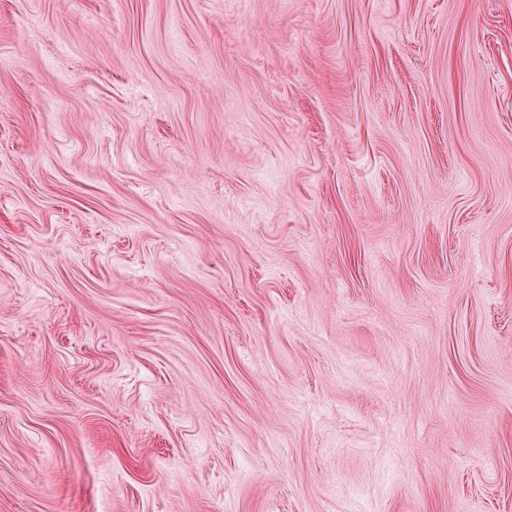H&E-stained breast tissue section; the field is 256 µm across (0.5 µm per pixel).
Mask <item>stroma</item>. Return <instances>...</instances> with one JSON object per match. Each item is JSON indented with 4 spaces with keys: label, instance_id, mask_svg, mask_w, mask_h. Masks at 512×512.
Returning <instances> with one entry per match:
<instances>
[{
    "label": "stroma",
    "instance_id": "obj_1",
    "mask_svg": "<svg viewBox=\"0 0 512 512\" xmlns=\"http://www.w3.org/2000/svg\"><path fill=\"white\" fill-rule=\"evenodd\" d=\"M0 512H512V0H0Z\"/></svg>",
    "mask_w": 512,
    "mask_h": 512
}]
</instances>
